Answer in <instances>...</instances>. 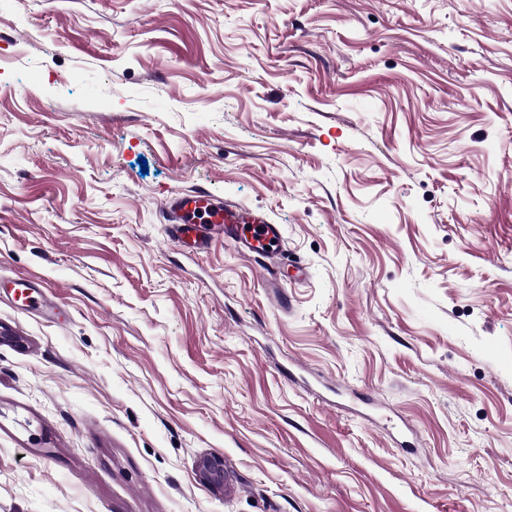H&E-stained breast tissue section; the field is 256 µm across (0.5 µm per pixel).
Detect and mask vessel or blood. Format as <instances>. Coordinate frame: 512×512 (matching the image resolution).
Returning <instances> with one entry per match:
<instances>
[{"instance_id":"1","label":"vessel or blood","mask_w":512,"mask_h":512,"mask_svg":"<svg viewBox=\"0 0 512 512\" xmlns=\"http://www.w3.org/2000/svg\"><path fill=\"white\" fill-rule=\"evenodd\" d=\"M165 209L168 236L192 251L208 249L212 240L220 236L245 256L272 259L283 242L281 225L271 223L265 214L215 202L202 190L168 200ZM12 290L25 307L45 310L55 307L52 295L41 291L36 281L13 282Z\"/></svg>"}]
</instances>
